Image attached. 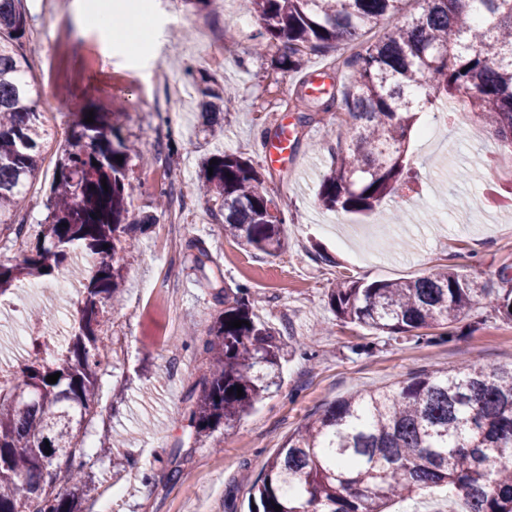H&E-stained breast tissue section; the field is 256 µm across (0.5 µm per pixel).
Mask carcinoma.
<instances>
[{
	"mask_svg": "<svg viewBox=\"0 0 512 512\" xmlns=\"http://www.w3.org/2000/svg\"><path fill=\"white\" fill-rule=\"evenodd\" d=\"M250 2L263 28L259 48L281 45L275 65L290 74L304 69L308 54L354 43L391 21L404 0ZM416 2L418 13L342 62L348 84L323 96L296 95L304 122L312 102L318 112H342L351 121L320 184L318 199L329 211L372 215L397 191L415 190L421 174L408 157L411 134L421 113L449 100L461 101V111L477 115L512 150V0ZM29 19L25 0H0V224L25 246L21 261H0V298L27 278L77 277L84 291L61 347L49 353L42 337H32L11 381L0 382V512H81L90 486L76 460L84 455L99 373L115 353L102 306L117 301L125 280L120 253L150 216L127 223L133 145L102 116L87 123L83 114L65 144L52 145L28 74ZM196 92L214 116L235 98L233 88L203 73ZM51 151L48 215L33 230L18 205ZM214 159L213 166L202 162L198 189L224 217V231L250 251L277 254L284 218L263 174L235 154ZM195 248V270L224 302L202 340L201 390L186 398L198 441L233 427L278 386L291 344L257 318L246 290L223 296L221 269L207 247ZM500 283L492 288L445 266L408 281L344 279L330 301L345 322L422 339V329H449L478 296H493L502 319L512 322V279L503 275ZM234 320L246 324L228 326ZM57 372L56 383L46 382ZM442 484L461 495L467 512H512V367L470 363L336 401L267 459L250 487L249 512H275L276 505L280 512H389L396 499Z\"/></svg>",
	"mask_w": 512,
	"mask_h": 512,
	"instance_id": "carcinoma-1",
	"label": "carcinoma"
}]
</instances>
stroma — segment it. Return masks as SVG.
Here are the masks:
<instances>
[{
  "label": "stroma",
  "mask_w": 512,
  "mask_h": 512,
  "mask_svg": "<svg viewBox=\"0 0 512 512\" xmlns=\"http://www.w3.org/2000/svg\"><path fill=\"white\" fill-rule=\"evenodd\" d=\"M46 0H26L31 17L26 55L38 84L39 109L58 140H65L75 114L100 112L135 141L126 180L130 219L154 213L148 231L136 234L124 253L125 281L116 302L109 367L101 372L94 418L86 442L110 433L112 455L89 452L84 470L91 478L83 512H248V489L267 459L309 415L364 388L403 385L422 370L448 371L463 362L490 368L512 366V324L501 320L489 299L478 298L461 314L456 334L416 341L397 339L339 320L329 305L337 279H410L448 266L471 279L499 285L512 278V157L502 151L475 117L448 119L435 113L420 121L432 137L412 138L409 157L424 175L421 192L409 199L388 198L383 218L333 213L318 202L319 184L336 147L337 117L316 113L300 125L286 105L299 87L298 75H282L271 63L274 51L257 54L260 25L250 0H221L201 11L189 0H158L166 46L154 55L121 48L96 28L82 39L72 29L91 7L114 11L122 0H67L51 12ZM205 29L224 50L223 65L210 76L237 88L238 101L224 112L223 132L209 136L197 99L166 100L152 81L158 66L171 82L188 83L204 47L194 36ZM293 133L288 157L268 166L262 147L279 127ZM179 148L180 163L163 162L167 142ZM229 152L262 167L264 186L286 216L284 247L275 256L248 252L224 232L212 204L197 191L205 156ZM53 161H45L20 204L27 223H44ZM174 191L173 207L191 215L189 224L169 234L170 211L155 208L161 186ZM402 214L392 221L390 211ZM212 252L225 285L246 286L253 311L279 329L292 331L296 349L286 356L281 379L254 410L233 428L188 445L184 399L196 388L203 358L188 333H206L221 309L213 291L193 267V242ZM77 284L60 291L47 281L37 292L20 286L0 301V370L17 368L32 333L49 345L71 331ZM52 304L44 322L30 310ZM177 462L178 482L168 479Z\"/></svg>",
  "instance_id": "1"
}]
</instances>
